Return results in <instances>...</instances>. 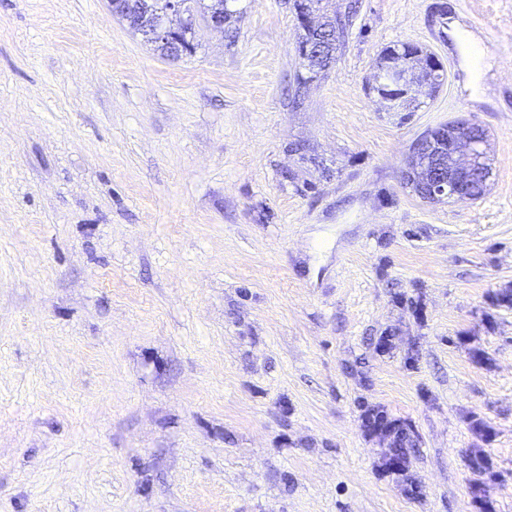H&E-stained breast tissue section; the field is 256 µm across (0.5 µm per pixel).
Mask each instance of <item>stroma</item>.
<instances>
[{"instance_id": "1", "label": "stroma", "mask_w": 512, "mask_h": 512, "mask_svg": "<svg viewBox=\"0 0 512 512\" xmlns=\"http://www.w3.org/2000/svg\"><path fill=\"white\" fill-rule=\"evenodd\" d=\"M232 7L173 59L108 0H0V512H512V0H328L311 81L293 0ZM402 44L446 79L391 112ZM461 117L489 189L425 202ZM323 18L322 27V21H316L313 13L310 11L298 17L299 24L310 29H301L302 33L298 38V53L306 62L308 71L313 75L326 71L336 62V53L345 37L346 24L342 23L340 16L325 15ZM309 43L314 45V47L316 45L319 46V57L309 56L304 53V47ZM421 55L423 57H428L432 54L423 53L421 50H419L416 47L410 46V45H401V47H389L386 48L382 54L381 57L377 63V74L375 75V81L376 84L373 86L374 91H378V93L386 94L391 99H394V103L392 106H390V109H395V112L399 111H406L410 108V105H412L411 98L403 97L401 96V92H393L391 89H389L391 82H390V71L393 78V85L392 87L395 90L401 89L405 86L409 88H417V91L425 87L431 88H437L442 83V80L440 79V74H437L436 76H433V81H428L427 77H423L420 75L418 70L413 66L410 68L402 59H398L396 61V66H393L390 71L388 68V61L394 60L398 55L408 56V55ZM399 108H403L402 110ZM365 420L367 426L381 428L389 435H393L394 444L396 445V448H394L395 454L391 456L386 463V471L395 475L407 476V466L405 465L406 460L404 457L405 451L404 448H402L403 436L401 430L397 427L396 422L389 421L383 412H375L374 409L365 413Z\"/></svg>"}]
</instances>
